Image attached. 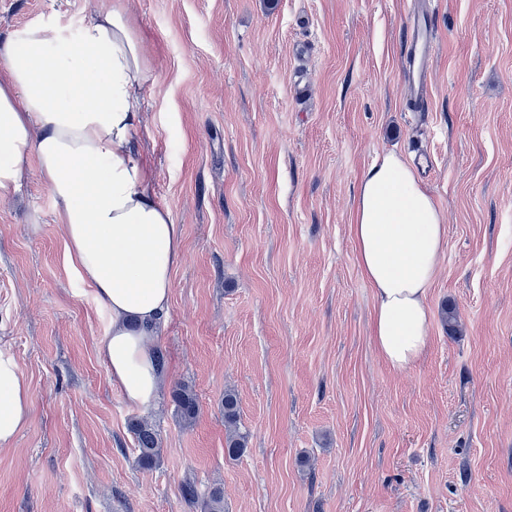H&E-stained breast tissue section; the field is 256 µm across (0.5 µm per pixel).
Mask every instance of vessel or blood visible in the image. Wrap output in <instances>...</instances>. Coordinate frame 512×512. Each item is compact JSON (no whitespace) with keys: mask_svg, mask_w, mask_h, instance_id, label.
<instances>
[{"mask_svg":"<svg viewBox=\"0 0 512 512\" xmlns=\"http://www.w3.org/2000/svg\"><path fill=\"white\" fill-rule=\"evenodd\" d=\"M408 14L412 21L410 49L406 66L410 74V93L420 107H427L430 98L429 58L433 49L431 30L427 20L431 13L421 0H408Z\"/></svg>","mask_w":512,"mask_h":512,"instance_id":"obj_1","label":"vessel or blood"}]
</instances>
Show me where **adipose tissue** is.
<instances>
[{
  "mask_svg": "<svg viewBox=\"0 0 512 512\" xmlns=\"http://www.w3.org/2000/svg\"><path fill=\"white\" fill-rule=\"evenodd\" d=\"M157 73L123 0H98L77 33L49 16L0 41V197L35 156L65 235L66 259L110 315L98 351L125 400L150 406L162 371L149 338L165 318L182 228L156 197L139 155L142 91ZM356 262L375 298L372 341L393 369L426 352L428 290L448 226L416 167L388 153L370 164L350 209ZM31 416L29 382L0 356V447Z\"/></svg>",
  "mask_w": 512,
  "mask_h": 512,
  "instance_id": "ef3b65f1",
  "label": "adipose tissue"
}]
</instances>
